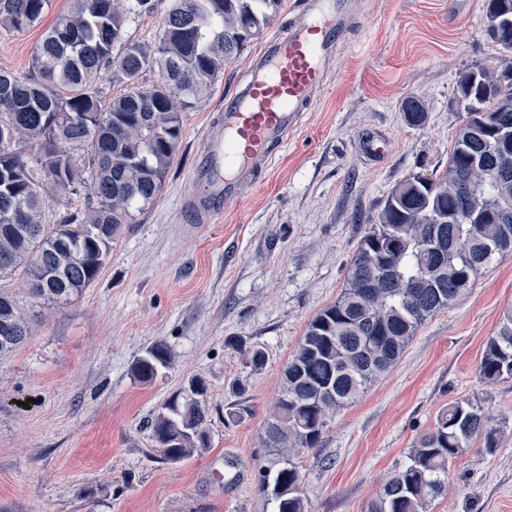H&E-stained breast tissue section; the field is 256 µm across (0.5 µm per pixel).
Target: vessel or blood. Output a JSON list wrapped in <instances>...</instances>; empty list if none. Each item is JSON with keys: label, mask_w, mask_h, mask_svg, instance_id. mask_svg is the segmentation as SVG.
Segmentation results:
<instances>
[{"label": "vessel or blood", "mask_w": 512, "mask_h": 512, "mask_svg": "<svg viewBox=\"0 0 512 512\" xmlns=\"http://www.w3.org/2000/svg\"><path fill=\"white\" fill-rule=\"evenodd\" d=\"M300 8L301 21L266 43L245 85L225 97L206 132L191 173L205 190L181 202L197 223H213L236 204L256 170L275 160L320 100L339 39L354 20L351 0H302Z\"/></svg>", "instance_id": "vessel-or-blood-1"}]
</instances>
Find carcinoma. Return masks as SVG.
Returning a JSON list of instances; mask_svg holds the SVG:
<instances>
[{
    "label": "carcinoma",
    "mask_w": 512,
    "mask_h": 512,
    "mask_svg": "<svg viewBox=\"0 0 512 512\" xmlns=\"http://www.w3.org/2000/svg\"><path fill=\"white\" fill-rule=\"evenodd\" d=\"M282 0H72L38 44L30 74L0 69V280L17 274L30 295L60 306L97 278L135 213L154 203L183 138L185 112L207 95L222 63L258 38ZM47 0H0V31L36 24ZM162 15L158 46L124 39L127 25ZM500 26L488 35L512 53V0H488ZM156 68L159 79L140 82ZM124 85L101 105L103 74ZM512 62L478 64L457 82L470 121L456 132L448 167L414 174L388 194L352 258L336 301L306 325L282 369V388L264 427L273 463L258 490L275 512H306L302 475L292 456L320 447L327 421L403 355L418 329L472 288L496 257L512 254ZM35 150L40 173L22 147ZM87 150L84 163L73 152ZM88 190L83 211L44 224L48 191ZM461 212L466 221L455 218ZM31 335L26 317L0 290V355ZM171 365L157 342L133 374L149 381ZM489 383L512 378V308L480 359ZM209 387L200 376L172 392L149 428L162 459L180 462L209 447ZM492 452L502 431L480 406L441 408L371 503L369 512H428L448 488V464L477 438Z\"/></svg>",
    "instance_id": "obj_1"
}]
</instances>
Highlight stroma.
<instances>
[{
  "label": "stroma",
  "mask_w": 512,
  "mask_h": 512,
  "mask_svg": "<svg viewBox=\"0 0 512 512\" xmlns=\"http://www.w3.org/2000/svg\"><path fill=\"white\" fill-rule=\"evenodd\" d=\"M361 22L340 39L318 106L280 156L213 224L179 203L201 187L189 171L226 94L264 38L287 33L297 0H282L263 39L224 64L210 96L187 111L182 142L156 201L113 244L100 275L70 303L48 307L20 278L0 282L32 334L0 357V512H274L257 490L264 423L281 370L308 321L340 294L349 263L391 189L443 171L466 117L459 71L493 63L488 0H357ZM71 0H48L40 23L0 33V69L25 75L45 31ZM410 96L427 120L410 124ZM382 138L385 151L363 142ZM512 306V255L428 319L398 363L330 418L320 448L299 458L308 512H368L414 441L449 402L478 404L503 428L450 465L429 512H512V379L483 382L478 365ZM172 355L151 382L132 367L154 343ZM263 348L253 369L247 352ZM209 385V447L171 464L148 426L184 381ZM30 408H23V401ZM245 402L230 421L225 409Z\"/></svg>",
  "instance_id": "35a3bbf8"
}]
</instances>
